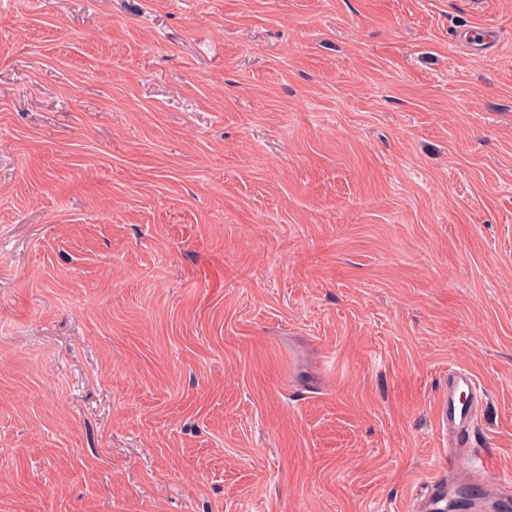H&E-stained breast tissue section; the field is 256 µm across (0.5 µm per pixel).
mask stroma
Wrapping results in <instances>:
<instances>
[{"label":"stroma","instance_id":"obj_1","mask_svg":"<svg viewBox=\"0 0 512 512\" xmlns=\"http://www.w3.org/2000/svg\"><path fill=\"white\" fill-rule=\"evenodd\" d=\"M508 475L512 0H0V512H512ZM463 392L466 400L461 399ZM481 399V386L469 371H448V387L435 406L437 428L448 436L450 448H459L448 454V470L454 471L460 464H467L470 472L478 476L489 468L493 448L478 450L473 443Z\"/></svg>","mask_w":512,"mask_h":512}]
</instances>
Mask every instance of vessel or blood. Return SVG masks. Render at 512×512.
Masks as SVG:
<instances>
[{
    "instance_id": "1",
    "label": "vessel or blood",
    "mask_w": 512,
    "mask_h": 512,
    "mask_svg": "<svg viewBox=\"0 0 512 512\" xmlns=\"http://www.w3.org/2000/svg\"><path fill=\"white\" fill-rule=\"evenodd\" d=\"M482 399V389L467 370L454 369L448 373V386L435 406L436 425L448 437L451 452L449 470L467 465L473 475L488 469L490 449L476 448L473 443L474 425Z\"/></svg>"
}]
</instances>
